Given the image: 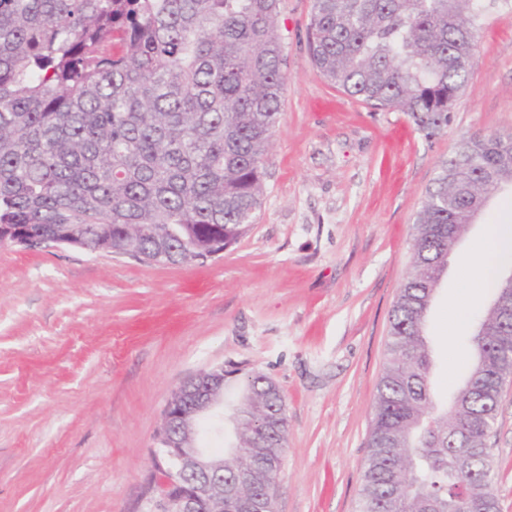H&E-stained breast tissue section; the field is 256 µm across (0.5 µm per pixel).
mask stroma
<instances>
[{
  "label": "stroma",
  "mask_w": 512,
  "mask_h": 512,
  "mask_svg": "<svg viewBox=\"0 0 512 512\" xmlns=\"http://www.w3.org/2000/svg\"><path fill=\"white\" fill-rule=\"evenodd\" d=\"M477 62L447 128L426 137L325 81L306 48L312 0H280L286 85L249 231L205 263H143L77 248L0 247V512H147L165 403L224 366L227 448L245 376L277 384L288 440L276 512H358L390 314L439 165L471 136L512 134V0H483ZM495 196L448 256L428 312L432 388L472 363L495 289L473 287ZM468 325L453 328L457 306ZM488 444L512 512V379Z\"/></svg>",
  "instance_id": "1"
}]
</instances>
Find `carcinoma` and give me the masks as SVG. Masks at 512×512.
<instances>
[{
    "instance_id": "1",
    "label": "carcinoma",
    "mask_w": 512,
    "mask_h": 512,
    "mask_svg": "<svg viewBox=\"0 0 512 512\" xmlns=\"http://www.w3.org/2000/svg\"><path fill=\"white\" fill-rule=\"evenodd\" d=\"M481 0H313L306 46L351 98L434 136L476 63ZM279 0H0V246L205 262L250 229L279 116ZM512 182V135L461 141L416 220L390 319L360 512H499L491 448L512 375V313L490 308L474 362L434 399L425 323L471 205ZM280 390L246 381L224 459L235 512H273L288 436Z\"/></svg>"
}]
</instances>
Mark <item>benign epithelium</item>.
Here are the masks:
<instances>
[{"label":"benign epithelium","mask_w":512,"mask_h":512,"mask_svg":"<svg viewBox=\"0 0 512 512\" xmlns=\"http://www.w3.org/2000/svg\"><path fill=\"white\" fill-rule=\"evenodd\" d=\"M494 303L512 307V274L505 277ZM224 366L198 373L169 396L162 411L154 465L170 474L153 489L149 512H230L225 502L224 456L199 444V422L224 405Z\"/></svg>","instance_id":"7a95c632"}]
</instances>
